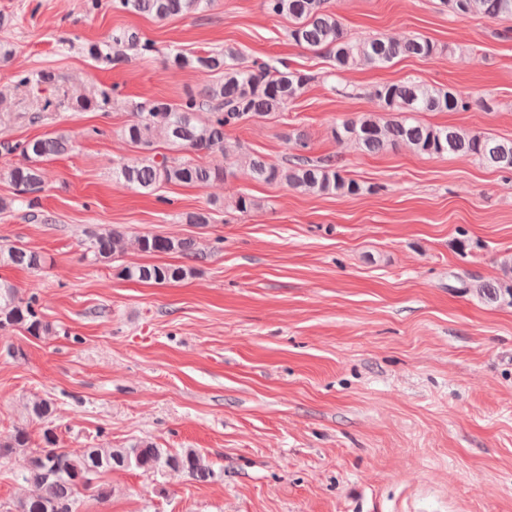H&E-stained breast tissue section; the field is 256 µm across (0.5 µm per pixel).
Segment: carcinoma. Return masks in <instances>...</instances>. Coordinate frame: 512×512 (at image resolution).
<instances>
[{"label":"carcinoma","mask_w":512,"mask_h":512,"mask_svg":"<svg viewBox=\"0 0 512 512\" xmlns=\"http://www.w3.org/2000/svg\"><path fill=\"white\" fill-rule=\"evenodd\" d=\"M211 2L119 0L117 7L166 20L202 11ZM263 2L267 13L288 21L291 41L310 51L328 53L338 73L360 66L383 68L400 57L429 59L438 52L434 42L419 35L403 39L382 35L353 37L328 6L329 0ZM440 4L459 17L480 15L495 20H512V0H440ZM127 50L151 53L155 51V45L141 39L135 31L118 30L111 37L91 44L88 54L98 61L111 63ZM166 65L195 71L203 77V84L198 94L190 95L179 103L156 98L136 104L133 119L120 129V136L135 146L142 158L135 165L114 167L112 177L143 194L154 192L160 184L202 186L225 180L232 174L230 162L205 165L188 157V154L228 153L224 147L226 129L284 111L307 92L314 80L313 75L295 69L285 61L276 65L265 61L244 65L241 52L232 46L200 54L176 51L166 57ZM370 95L387 116L363 113L343 118L330 127L333 137L347 140L367 154L406 146L420 155L448 154L512 173V138H496L455 126L426 124L418 119L423 112L469 109V99L457 88L434 86L409 78L377 84ZM110 101V91L104 88L97 91L94 99L79 95L70 99L68 105L82 109L96 102L106 106ZM159 139L173 150L184 152L185 156H157ZM286 140L292 144L294 153L281 164L271 163L254 153H241L235 157V162L248 167L257 181L283 183L303 193L349 197L373 191V187L345 177L336 159L310 156L308 139L302 131H289ZM0 149L7 154L18 150L30 159L28 165L0 170V177L14 188V198H0V211H7L16 202L24 201L30 208L37 204V193L41 192L44 183L40 163L67 153L70 141L66 135L56 133L21 143L0 141ZM137 246L149 254L174 253L187 258L197 257L193 241L186 238L141 236ZM124 250V233L116 228H107L90 237L86 254L94 262H110ZM2 264L39 270L45 265V257L22 245H1ZM192 273L191 266L161 263L124 266L119 276L164 285L183 281ZM474 287L488 302L512 298L511 283L483 280ZM16 328L36 337L50 331L40 316L36 299L19 296L17 288L0 279V331ZM54 411V402L46 399L34 402L31 407L34 417L45 423L42 433L45 447L31 453L26 469L18 476L22 482L37 488V493L19 501L18 512H76L77 489L81 487L105 499L109 489L99 479L117 470L137 469L150 475L168 468L183 471L193 478H207L211 474L202 455L193 448L173 452L143 441L128 448H62L52 425ZM29 445V432L18 427L9 440L0 441V459H7L29 448Z\"/></svg>","instance_id":"obj_1"}]
</instances>
